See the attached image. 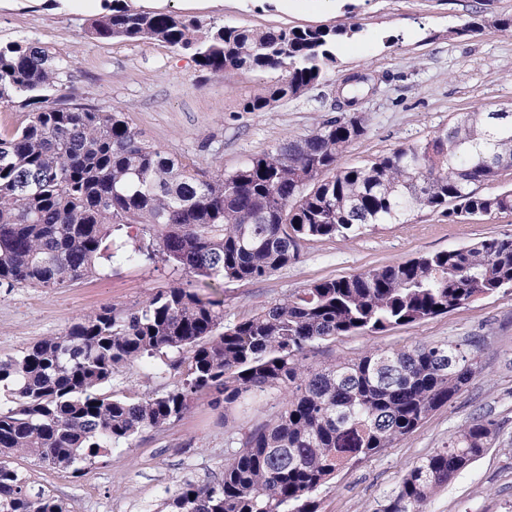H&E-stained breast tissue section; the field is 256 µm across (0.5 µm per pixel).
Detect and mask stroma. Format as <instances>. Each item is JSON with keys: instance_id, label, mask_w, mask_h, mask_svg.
I'll return each mask as SVG.
<instances>
[{"instance_id": "stroma-1", "label": "stroma", "mask_w": 512, "mask_h": 512, "mask_svg": "<svg viewBox=\"0 0 512 512\" xmlns=\"http://www.w3.org/2000/svg\"><path fill=\"white\" fill-rule=\"evenodd\" d=\"M135 9L170 10L207 25L346 26L353 38L336 48L326 82L262 112H244L243 99L273 83L270 72L215 75L191 54L160 41L97 38L94 13L72 0H0V46L36 40L67 61L61 94L89 108L110 106L166 154L229 173L279 142L311 133L335 116L342 78L380 77L360 102L365 134L343 153L344 166L361 165L402 145L425 139L461 113L512 110V33L494 25L512 15V0H127ZM478 22L477 32L456 36ZM512 235V212L489 220L449 221L422 209L405 222L378 224L351 237L303 242L300 258L270 276L229 282L215 292L231 321L322 278L349 277L423 253L460 248L491 235ZM163 263L123 265L47 293L0 288V357L20 354L35 341L63 334L78 316L106 305L131 308L171 286ZM476 341L478 369L468 386L392 447L339 471L314 495L318 512H379L386 496L416 462L447 443L476 417L491 420L497 437L431 498L427 512H512V291L381 334H353L325 343L307 362L325 368L373 350L418 343ZM271 390L231 411L194 403L164 430H148L73 475L26 460L15 465L32 485L48 488L70 512H159L185 480L209 482L224 468V436L247 433L281 405Z\"/></svg>"}]
</instances>
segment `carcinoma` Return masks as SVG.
<instances>
[{
  "instance_id": "carcinoma-1",
  "label": "carcinoma",
  "mask_w": 512,
  "mask_h": 512,
  "mask_svg": "<svg viewBox=\"0 0 512 512\" xmlns=\"http://www.w3.org/2000/svg\"><path fill=\"white\" fill-rule=\"evenodd\" d=\"M338 26L258 30L208 26L174 11L102 0L91 34L156 40L203 71H276L241 102L261 112L326 80ZM64 63L35 40L0 47V107L28 109L0 134V288L47 292L116 266L162 261L213 288L267 277L298 260L302 242L349 236L421 209L448 218L512 212V113H463L424 140L365 165L340 167L366 131L359 112L319 123L230 174L173 159L110 108L47 104ZM512 288V235L316 280L235 321L224 300L178 283L139 306H103L17 356L0 358V512H69L13 466L22 455L81 473L146 430L181 419L202 396L228 410L276 389L281 408L252 431L227 432L224 472L187 480L164 512H316L313 494L352 460L389 448L461 392L479 348L444 342L369 352L325 369L322 343L417 324ZM158 359L163 392L118 393L114 377ZM479 418L422 458L379 512H424L448 480L492 446Z\"/></svg>"
}]
</instances>
